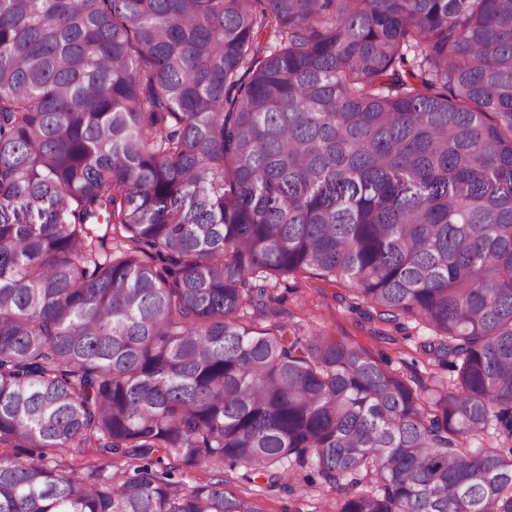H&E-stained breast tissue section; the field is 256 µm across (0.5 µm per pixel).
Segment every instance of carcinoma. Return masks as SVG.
<instances>
[{"label":"carcinoma","mask_w":512,"mask_h":512,"mask_svg":"<svg viewBox=\"0 0 512 512\" xmlns=\"http://www.w3.org/2000/svg\"><path fill=\"white\" fill-rule=\"evenodd\" d=\"M311 272L450 384L244 321ZM2 447L0 512H512V0H0ZM285 468L296 471L290 487L288 480L275 487H268L263 476L255 480H247L244 475L250 474L244 468L229 470L224 465L197 468L187 473L174 472L176 480L191 483L193 480L223 478L224 488L236 495H245L255 499L265 512H335L336 498L339 492L332 485L319 480L309 464L300 468L293 462L285 464ZM309 475L316 479L311 484L305 481Z\"/></svg>","instance_id":"cac0c4a2"}]
</instances>
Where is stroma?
<instances>
[{
    "mask_svg": "<svg viewBox=\"0 0 512 512\" xmlns=\"http://www.w3.org/2000/svg\"><path fill=\"white\" fill-rule=\"evenodd\" d=\"M273 302L266 313L246 309L245 318L261 324L288 323L302 336L322 334L345 338L361 346L374 359L412 386L428 389L433 378L449 380V371L429 365L418 345L427 336L424 325L406 321L402 329L366 320L355 311V299L346 287L312 274L274 283ZM311 466L297 469L290 483L268 486L266 478L246 479L244 469L230 470L221 465L197 468L182 476L183 481L216 479L224 481L227 491L255 499L264 512H335L339 496L332 485L308 483Z\"/></svg>",
    "mask_w": 512,
    "mask_h": 512,
    "instance_id": "35a3bbf8",
    "label": "stroma"
}]
</instances>
